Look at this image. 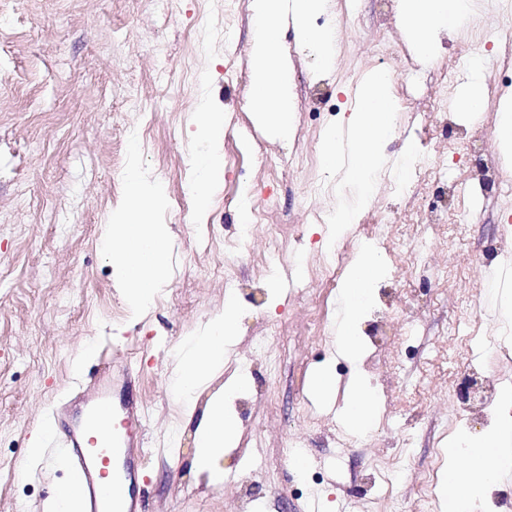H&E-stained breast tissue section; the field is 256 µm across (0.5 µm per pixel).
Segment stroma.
Wrapping results in <instances>:
<instances>
[{"label":"stroma","instance_id":"stroma-1","mask_svg":"<svg viewBox=\"0 0 512 512\" xmlns=\"http://www.w3.org/2000/svg\"><path fill=\"white\" fill-rule=\"evenodd\" d=\"M254 2L239 0L230 11L225 0H0V512H42L66 484L68 472L53 456L27 467L30 434L111 368H130L123 397L147 414L136 488L142 512H388L392 495L408 508L439 464L467 467L466 457L454 454L459 440L495 428L490 415L453 427L462 402L447 361L435 352L451 343L456 297H469L472 358L501 390L512 391V320L500 311L502 301H512V194L489 189L449 202L456 223L467 227L469 246H456L447 229L429 233L411 279L383 263L359 324L365 352L352 362L336 353L346 284L315 274L329 230L312 214L341 204L356 211L358 225L345 237L348 266L367 243L363 225L382 213L395 224L413 217L405 199L387 188L364 202L342 173L322 163L297 169L288 160L305 150L322 154L324 133L345 129L359 82L382 70L391 96L408 90L411 104L399 115L381 172L403 175L420 142L437 148L468 131L473 142L448 157L454 176L467 179L485 153L512 181V154L499 149L495 133L501 103L512 102V72L500 64V46L479 50L487 68L484 112L456 111L446 119L440 96L456 102L466 87L442 86L439 73L470 39L467 26L440 33L423 58L396 10L379 12L375 0H330L308 20L312 29L337 33L329 66L297 41L294 19L285 17L279 38L290 61L294 126L282 139L253 119ZM229 24L236 30L231 45L224 42ZM203 94L223 106L226 134L223 182L202 223L187 186L192 154L207 149L191 122ZM408 123L409 135L401 130ZM137 130L145 137L134 156ZM134 160L162 188L160 220L175 233L169 283L138 322L112 288L100 239ZM317 176L326 179L329 195L310 196L307 186ZM245 195L255 208L276 199L268 223H252L239 210ZM244 224L251 227L250 252L263 251L272 234L282 237L288 261L277 282L243 257L225 276L202 275L213 262L209 228L230 242ZM489 242L503 248L492 259L478 254ZM447 261L462 272L438 293L432 284ZM319 293L328 306L316 331L307 326L308 299ZM228 299L238 308L239 335L224 356V377L245 369L253 384L231 402L241 436L224 455L223 487L210 489L191 469L195 426L184 420L171 384L179 343L201 333ZM413 314L420 317L418 334L406 341L401 323ZM89 346L93 355L74 370V358ZM328 364L336 395L325 405L310 378ZM358 374L379 405L377 420L362 433L351 432L340 415ZM294 441L308 458L306 472L295 471L284 453ZM403 451L409 466L392 488L365 482ZM245 466L257 470L247 505L234 477ZM308 472L317 482L305 483Z\"/></svg>","mask_w":512,"mask_h":512}]
</instances>
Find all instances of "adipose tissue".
Wrapping results in <instances>:
<instances>
[{
  "instance_id": "ef3b65f1",
  "label": "adipose tissue",
  "mask_w": 512,
  "mask_h": 512,
  "mask_svg": "<svg viewBox=\"0 0 512 512\" xmlns=\"http://www.w3.org/2000/svg\"><path fill=\"white\" fill-rule=\"evenodd\" d=\"M470 4L471 0H403L401 24L410 34L417 52L425 56L433 48L435 29L459 26ZM285 10L284 0H261L254 17L257 49L251 75L257 119L284 136L291 130L293 112L282 78L283 58L274 30ZM386 80V75L378 72L357 87V105L350 118L351 142H344L338 130L328 131L324 140L326 166L337 168L342 155H349L344 179L358 189L364 200L371 195V177L392 133L394 107L386 91ZM195 117L198 132L208 148L193 158L198 176L189 184L188 191L199 214L203 215L208 212L214 190L224 176V113L211 98L203 97L196 103ZM123 182L124 196L102 225L101 236L111 256L113 286L133 316L138 317L150 305L155 291L169 280L168 255L172 241L169 226L154 219L160 208L161 189L149 185L144 172L135 165L126 171ZM377 266V255L366 250L350 268L344 292L342 329L337 337V350L344 357L356 359L362 353L358 324ZM237 320L235 303L226 301L223 310L213 316L202 334L186 340L174 380L185 414H192L201 390L208 389L223 370L225 349L238 336ZM251 384L252 378L244 370L228 385L211 391L195 431L194 461L208 485H223L224 451L236 447L239 440L235 420L224 412V401ZM375 415V402L369 388L362 380H355L342 410L345 423L358 433L373 423ZM466 453L469 467L462 471L452 468L447 474L448 479L459 482L455 498L448 503L450 512H460L464 503L486 486L487 472L499 476L512 471V421L503 422L496 433L474 441Z\"/></svg>"
}]
</instances>
